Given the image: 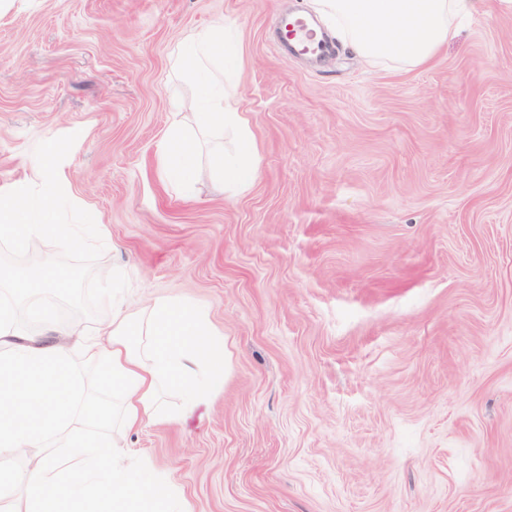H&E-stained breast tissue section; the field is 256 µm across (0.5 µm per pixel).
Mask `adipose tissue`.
<instances>
[{
  "label": "adipose tissue",
  "mask_w": 512,
  "mask_h": 512,
  "mask_svg": "<svg viewBox=\"0 0 512 512\" xmlns=\"http://www.w3.org/2000/svg\"><path fill=\"white\" fill-rule=\"evenodd\" d=\"M340 35L368 62L417 67L457 33L455 16L478 17L488 0H316ZM68 285L48 267L21 280L0 270V512H193L168 493L150 465H132L121 433L168 424L175 416L158 400L161 386L196 401L224 383L222 341L197 305L160 295L130 308L117 288L103 291L112 315L94 334L67 323L44 344L21 326L19 293L37 296ZM146 337L144 348L130 344ZM97 373L84 382L76 363ZM106 404L103 417L91 401ZM22 458L23 469L6 467Z\"/></svg>",
  "instance_id": "adipose-tissue-1"
}]
</instances>
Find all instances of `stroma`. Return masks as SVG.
Wrapping results in <instances>:
<instances>
[{"instance_id": "35a3bbf8", "label": "stroma", "mask_w": 512, "mask_h": 512, "mask_svg": "<svg viewBox=\"0 0 512 512\" xmlns=\"http://www.w3.org/2000/svg\"><path fill=\"white\" fill-rule=\"evenodd\" d=\"M313 0H14L0 12V184L77 133L64 191L112 242L126 295L204 306L223 389L125 437L194 512H512V11L459 20L428 64H369L336 35L276 41ZM237 29L259 160L235 196L201 162L177 47ZM292 36L295 37L288 41V44L299 53H317L323 48L321 36L309 30L305 24L301 25V20H297V24L293 28Z\"/></svg>"}]
</instances>
